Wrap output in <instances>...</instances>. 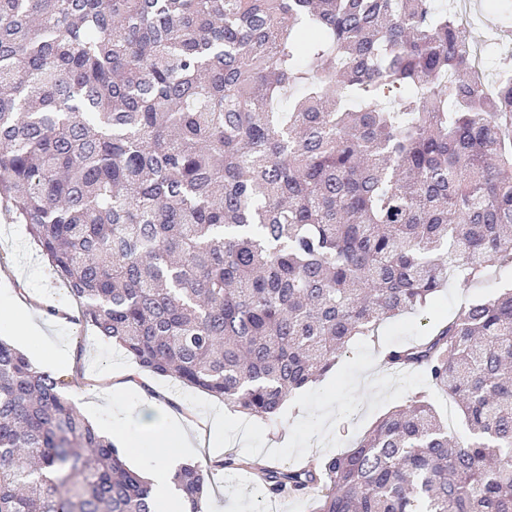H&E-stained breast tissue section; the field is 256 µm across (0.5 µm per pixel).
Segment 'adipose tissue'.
Here are the masks:
<instances>
[{
	"mask_svg": "<svg viewBox=\"0 0 512 512\" xmlns=\"http://www.w3.org/2000/svg\"><path fill=\"white\" fill-rule=\"evenodd\" d=\"M127 387L109 385L104 396L112 411L106 430L135 458H143L147 447L163 449L162 458L154 461L150 478L165 512H172L176 492L173 475L183 462L187 449L221 448L224 443V413L214 411L199 421L193 415L174 417L169 409L156 400H146L136 406L125 404Z\"/></svg>",
	"mask_w": 512,
	"mask_h": 512,
	"instance_id": "1",
	"label": "adipose tissue"
}]
</instances>
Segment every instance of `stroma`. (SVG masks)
<instances>
[{
  "mask_svg": "<svg viewBox=\"0 0 512 512\" xmlns=\"http://www.w3.org/2000/svg\"><path fill=\"white\" fill-rule=\"evenodd\" d=\"M512 285V268L495 265L469 283L450 280L447 288L425 309L382 322L374 335L354 337L335 366L305 388L290 395L272 420L250 418L247 430L233 422L224 425V447L198 454L199 462L213 468L208 487L224 505V512H309L305 497L269 498L245 473L221 468L224 457L233 455L262 464L290 466L347 451L385 413L407 404L414 394L427 390L440 417L454 416L451 437H467L458 419L455 402L442 391L426 388L415 371L396 372L384 366L382 350L414 343L429 324L453 318L470 301L496 295ZM67 306V316L48 314V306ZM33 313L46 340L57 344L65 361L55 372L63 382L65 397L76 407L99 401L101 386L114 371L135 378L130 403L147 396L163 402L173 413L208 414L217 399L183 385L176 379L139 371L136 364L111 341L98 336L82 319L79 304L68 294L42 257L26 225L0 203V309Z\"/></svg>",
  "mask_w": 512,
  "mask_h": 512,
  "instance_id": "stroma-1",
  "label": "stroma"
}]
</instances>
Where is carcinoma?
Returning a JSON list of instances; mask_svg holds the SVG:
<instances>
[{
	"instance_id": "cac0c4a2",
	"label": "carcinoma",
	"mask_w": 512,
	"mask_h": 512,
	"mask_svg": "<svg viewBox=\"0 0 512 512\" xmlns=\"http://www.w3.org/2000/svg\"><path fill=\"white\" fill-rule=\"evenodd\" d=\"M453 0H0V199L142 370L271 419L355 336L512 263V68ZM384 363L426 395L355 447L227 458L312 512H512V287ZM212 471L174 476L200 512ZM152 482L0 339V512H158ZM430 401L434 405L436 411L438 412L439 416L441 417L442 421L446 424L448 419V412L451 414V417L453 418L454 426L453 428H448V433L451 437H461L465 438L468 436V431L465 425L462 423L460 417H459V411L458 407L456 406L455 402L447 396L442 391L430 388L427 389Z\"/></svg>"
}]
</instances>
